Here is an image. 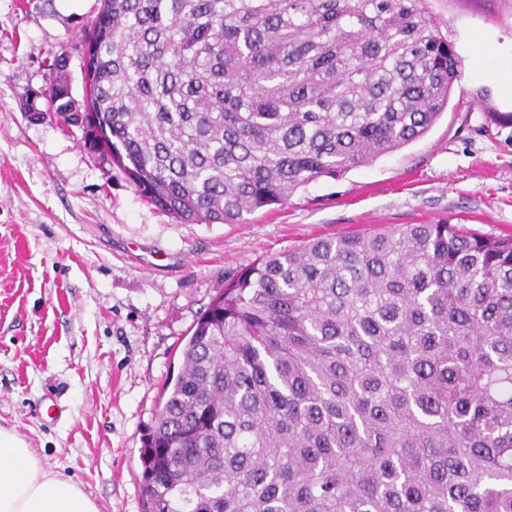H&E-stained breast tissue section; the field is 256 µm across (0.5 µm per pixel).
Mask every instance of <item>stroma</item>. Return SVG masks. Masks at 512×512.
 I'll return each instance as SVG.
<instances>
[{"instance_id":"stroma-1","label":"stroma","mask_w":512,"mask_h":512,"mask_svg":"<svg viewBox=\"0 0 512 512\" xmlns=\"http://www.w3.org/2000/svg\"><path fill=\"white\" fill-rule=\"evenodd\" d=\"M101 0H0V427L99 512H144L143 434L225 278L318 236L449 220L512 235V0H430L461 59L420 139L238 224L186 223L54 115L21 109L70 57L73 96ZM53 397L62 410L47 417Z\"/></svg>"}]
</instances>
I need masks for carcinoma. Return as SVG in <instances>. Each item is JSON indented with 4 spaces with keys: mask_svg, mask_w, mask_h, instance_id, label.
Listing matches in <instances>:
<instances>
[{
    "mask_svg": "<svg viewBox=\"0 0 512 512\" xmlns=\"http://www.w3.org/2000/svg\"><path fill=\"white\" fill-rule=\"evenodd\" d=\"M83 118L154 206L237 224L423 137L461 61L428 0H108ZM141 449L145 512H512V236L312 238L224 283Z\"/></svg>",
    "mask_w": 512,
    "mask_h": 512,
    "instance_id": "1",
    "label": "carcinoma"
}]
</instances>
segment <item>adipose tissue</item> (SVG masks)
<instances>
[{
    "mask_svg": "<svg viewBox=\"0 0 512 512\" xmlns=\"http://www.w3.org/2000/svg\"><path fill=\"white\" fill-rule=\"evenodd\" d=\"M0 512H98L71 479L43 469L27 443L0 428Z\"/></svg>",
    "mask_w": 512,
    "mask_h": 512,
    "instance_id": "adipose-tissue-1",
    "label": "adipose tissue"
}]
</instances>
